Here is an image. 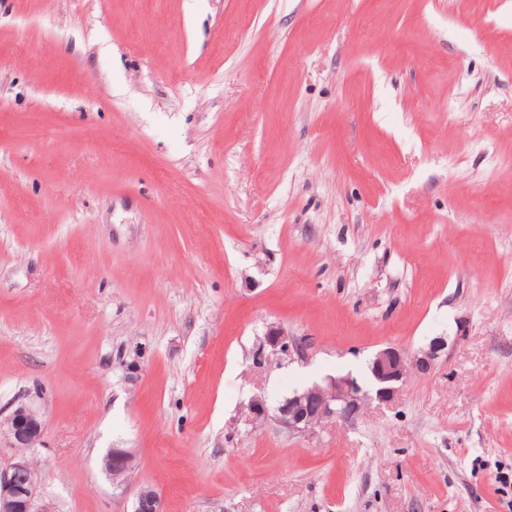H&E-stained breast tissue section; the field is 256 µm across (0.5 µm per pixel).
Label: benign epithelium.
Returning <instances> with one entry per match:
<instances>
[{
  "instance_id": "obj_1",
  "label": "benign epithelium",
  "mask_w": 512,
  "mask_h": 512,
  "mask_svg": "<svg viewBox=\"0 0 512 512\" xmlns=\"http://www.w3.org/2000/svg\"><path fill=\"white\" fill-rule=\"evenodd\" d=\"M266 343L274 353L300 354L303 351L299 342L288 338V332L278 327L269 328ZM443 346L444 341H439L414 363L398 349L386 347L375 355L370 364L376 386L375 396H370L357 379L349 375L328 377L322 384L293 392L277 407L275 421L282 430L300 434L331 419L354 415L371 397L380 404H393L411 368L421 371L429 369L431 360ZM4 433L16 448H35L41 441L43 420L34 403L19 404L7 418ZM105 458L109 461V475L131 468L134 462L133 453L127 448H111ZM21 472L30 475L24 487L16 483V476ZM0 512H49L39 503L37 474L31 467L29 457L24 454L18 453L7 464L0 465ZM133 512H162L161 495L151 487L140 488Z\"/></svg>"
}]
</instances>
